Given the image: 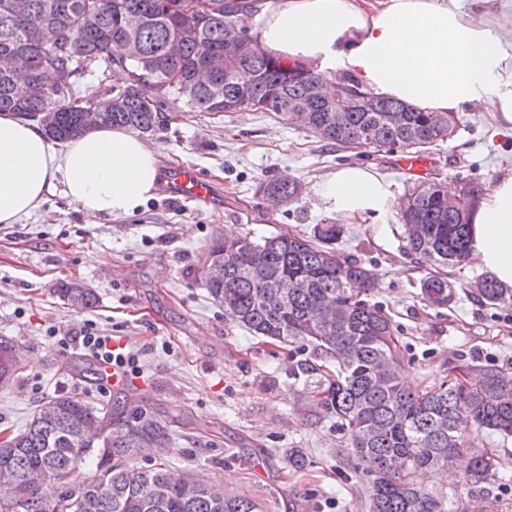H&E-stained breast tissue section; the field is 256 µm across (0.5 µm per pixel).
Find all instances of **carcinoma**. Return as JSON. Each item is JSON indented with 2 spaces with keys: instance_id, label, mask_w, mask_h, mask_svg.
I'll return each mask as SVG.
<instances>
[{
  "instance_id": "cac0c4a2",
  "label": "carcinoma",
  "mask_w": 512,
  "mask_h": 512,
  "mask_svg": "<svg viewBox=\"0 0 512 512\" xmlns=\"http://www.w3.org/2000/svg\"><path fill=\"white\" fill-rule=\"evenodd\" d=\"M252 2L205 0L203 11L187 15L181 0H0V56L20 62L16 72L0 71V112L34 121L56 107L59 120L47 136L66 141L87 132L81 113L97 107L102 92L108 104L98 126L142 136L155 131L167 110L213 117L249 102L253 110L284 120L293 109L307 110L302 126L338 150L355 142L388 154L397 146L425 151L448 122H456L452 112H427L380 97L351 74L343 94L355 105L338 110L336 101L313 96L311 86L324 75L284 63L239 26ZM130 14L139 18L135 28L126 24ZM231 45L238 54L236 70L214 75L207 59ZM50 66L61 76L54 88L39 80ZM111 68L127 70L134 80L119 89L100 82L72 98L86 73ZM20 77L30 84L23 99L13 94ZM243 86L250 90L247 101ZM257 192L291 204L302 186L283 175L260 183ZM403 200L399 220L417 227L407 235L408 245L436 267L420 281L423 298L446 306L453 289L444 269L469 257V213L448 209L447 190L429 178L408 189ZM342 233L340 224H320L311 236L216 239L205 257L211 264L199 271L211 299L253 335L307 343L315 358L336 362L334 375L309 360L298 372L315 379L317 405L348 432L354 472L367 477L369 512H456L448 492L419 485L414 475L446 471L468 448L472 461L463 485L496 470L499 460L478 442L487 430L512 436V372L471 363L459 368L462 380L407 389L399 378L403 354L392 319L372 301L376 284L369 270L334 247ZM255 249L264 253L261 266L251 260ZM272 280L279 287H267ZM55 292L79 309L97 301L93 289L72 282L60 283ZM473 293L490 306L512 301V288L492 276L480 277ZM13 350L12 340L1 336L0 383L19 371L5 358ZM93 422L106 432L103 451L89 449L81 438V428ZM171 441V420L134 394L124 392L101 407L59 395L0 442V467L26 485L28 497L18 512H262L256 500L226 493L219 483H188L172 477L161 461L136 462L150 446ZM89 456L97 458L98 474L72 479Z\"/></svg>"
}]
</instances>
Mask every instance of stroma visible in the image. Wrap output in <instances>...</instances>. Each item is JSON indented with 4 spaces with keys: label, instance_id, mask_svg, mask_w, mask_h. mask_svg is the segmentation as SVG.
Returning <instances> with one entry per match:
<instances>
[{
    "label": "stroma",
    "instance_id": "stroma-1",
    "mask_svg": "<svg viewBox=\"0 0 512 512\" xmlns=\"http://www.w3.org/2000/svg\"><path fill=\"white\" fill-rule=\"evenodd\" d=\"M457 120L455 135L431 155L445 184L470 179L486 189L512 173V130L475 105ZM145 143L162 168L198 167L215 188V204L183 203L159 190L132 217L89 224L57 188L21 223L0 224V336L16 341L21 359L14 380L0 386V438L24 429L56 395L77 393L96 404L114 397L115 388L79 377L88 356L57 343L91 321L138 355L139 372L125 389L175 419L170 447L145 452L140 465L160 458L172 471L194 470L255 498L266 512H368L347 433L315 409L312 383L295 373L310 348L253 336L212 303L195 269L219 236H308L316 225L336 223L312 185L340 166L371 168L398 197L412 178L397 168V154L337 151L302 126L253 110L213 118L183 112ZM281 175L307 191L275 206L256 187ZM336 248L377 276L378 299L405 351L407 385L440 383L464 362L512 368V304L474 297L481 271L472 261L449 269L456 298L438 308L420 297L432 265L409 250L396 211L346 225ZM63 281L94 288L95 307L64 304L56 293ZM482 445L503 463L479 492L484 510L512 512V437L488 432ZM292 448L303 454V469L289 466Z\"/></svg>",
    "mask_w": 512,
    "mask_h": 512
}]
</instances>
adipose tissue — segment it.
I'll use <instances>...</instances> for the list:
<instances>
[{
	"label": "adipose tissue",
	"mask_w": 512,
	"mask_h": 512,
	"mask_svg": "<svg viewBox=\"0 0 512 512\" xmlns=\"http://www.w3.org/2000/svg\"><path fill=\"white\" fill-rule=\"evenodd\" d=\"M487 0H257L262 48L324 73H354L377 95L429 112L478 105L512 130V43ZM160 162L137 136L102 127L56 150L44 130L0 113V224H16L61 187L87 217L133 215L156 189ZM327 210L353 223L394 204L392 184L359 165L316 182ZM470 259L512 287V174L470 215Z\"/></svg>",
	"instance_id": "1"
}]
</instances>
